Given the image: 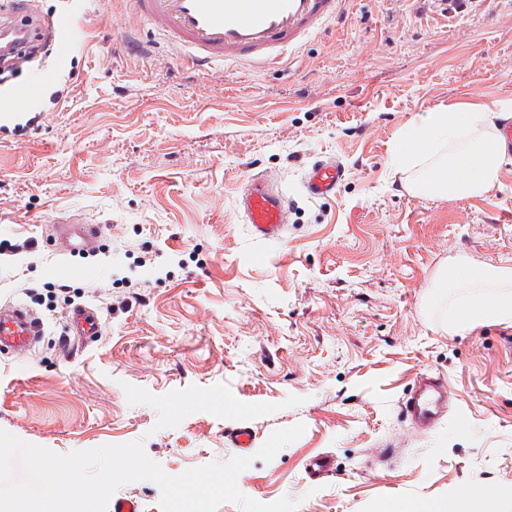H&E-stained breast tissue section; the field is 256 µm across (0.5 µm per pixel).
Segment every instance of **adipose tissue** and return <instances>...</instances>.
<instances>
[{
    "label": "adipose tissue",
    "instance_id": "1",
    "mask_svg": "<svg viewBox=\"0 0 512 512\" xmlns=\"http://www.w3.org/2000/svg\"><path fill=\"white\" fill-rule=\"evenodd\" d=\"M499 117L490 105H451L428 113L402 133L393 161L417 170L413 192L451 200L487 191L506 150L496 133ZM446 306L442 321L459 332L485 323L512 326V265L477 264L449 258L435 283Z\"/></svg>",
    "mask_w": 512,
    "mask_h": 512
}]
</instances>
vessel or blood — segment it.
I'll return each mask as SVG.
<instances>
[{
    "instance_id": "vessel-or-blood-1",
    "label": "vessel or blood",
    "mask_w": 512,
    "mask_h": 512,
    "mask_svg": "<svg viewBox=\"0 0 512 512\" xmlns=\"http://www.w3.org/2000/svg\"><path fill=\"white\" fill-rule=\"evenodd\" d=\"M135 15L148 22L153 33L176 49L181 59L202 74L214 66L235 62L277 67L287 53L302 48L341 14L346 0H129ZM19 34L28 39L31 26L19 21L10 0H0V35ZM345 175L334 160H322L304 174L302 186L309 197L335 195ZM236 208L253 238L280 241L288 234V200L269 177L251 175L236 196ZM60 241L58 255L94 250L105 225L63 216L56 220ZM70 335L97 336L101 325L95 309L78 306L68 313ZM43 333L38 315L20 303L0 301V351L28 352ZM451 394L440 378H422L410 397L400 403V413L412 428L425 434L448 410ZM224 443L248 453L255 443L252 429L244 424L225 429Z\"/></svg>"
}]
</instances>
